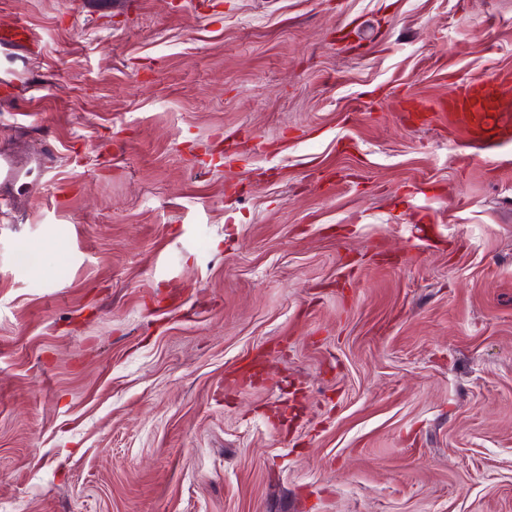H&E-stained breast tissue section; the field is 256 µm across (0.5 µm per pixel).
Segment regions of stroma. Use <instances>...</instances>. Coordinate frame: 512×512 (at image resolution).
Here are the masks:
<instances>
[{
  "label": "stroma",
  "instance_id": "35a3bbf8",
  "mask_svg": "<svg viewBox=\"0 0 512 512\" xmlns=\"http://www.w3.org/2000/svg\"><path fill=\"white\" fill-rule=\"evenodd\" d=\"M0 0V512H512V0ZM510 92L508 81L498 75L472 78L468 84L461 86L457 100L453 101L454 111L460 119L472 124L477 132L479 149L492 153L499 146L497 126L488 121L487 113L495 112L498 95Z\"/></svg>",
  "mask_w": 512,
  "mask_h": 512
}]
</instances>
